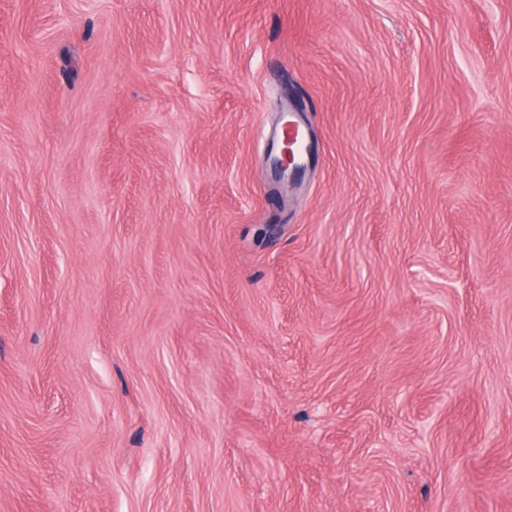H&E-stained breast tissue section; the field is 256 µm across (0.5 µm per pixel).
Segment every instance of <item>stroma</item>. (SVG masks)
<instances>
[{
    "label": "stroma",
    "instance_id": "obj_1",
    "mask_svg": "<svg viewBox=\"0 0 512 512\" xmlns=\"http://www.w3.org/2000/svg\"><path fill=\"white\" fill-rule=\"evenodd\" d=\"M0 512H512V0H0ZM303 150V145L293 149L288 141L284 142V147L272 163L279 181L288 182V177L291 176L292 178V176L302 168V163L299 162V159Z\"/></svg>",
    "mask_w": 512,
    "mask_h": 512
}]
</instances>
